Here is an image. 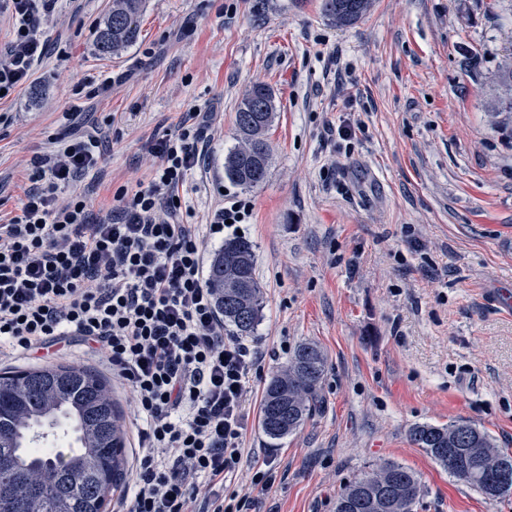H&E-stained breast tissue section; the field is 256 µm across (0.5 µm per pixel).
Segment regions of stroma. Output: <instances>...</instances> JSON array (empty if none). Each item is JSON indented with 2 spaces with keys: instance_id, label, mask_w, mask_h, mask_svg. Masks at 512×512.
I'll list each match as a JSON object with an SVG mask.
<instances>
[{
  "instance_id": "stroma-1",
  "label": "stroma",
  "mask_w": 512,
  "mask_h": 512,
  "mask_svg": "<svg viewBox=\"0 0 512 512\" xmlns=\"http://www.w3.org/2000/svg\"><path fill=\"white\" fill-rule=\"evenodd\" d=\"M319 3L147 0L138 41L104 58L95 39L112 0H59L43 62L0 100V216L20 207L50 135L103 128L87 195L96 213L148 179L151 142L192 109L213 113L206 170L184 193L196 224L223 197L250 201L240 229L205 254L249 240L263 292L236 489L249 492L266 459L275 482L257 512H333L351 480L395 462L421 479L414 512H512V495L488 501L409 440L415 425L466 420L512 453V111L497 80L512 55V0H374L348 28ZM101 75L115 77L110 91L76 99ZM257 82L274 96L271 160L266 182L246 189L224 159ZM306 342L327 357L321 407L269 440L263 391ZM86 360L74 336L0 371Z\"/></svg>"
}]
</instances>
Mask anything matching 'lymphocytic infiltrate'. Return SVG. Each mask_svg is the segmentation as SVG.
Segmentation results:
<instances>
[{
    "label": "lymphocytic infiltrate",
    "mask_w": 512,
    "mask_h": 512,
    "mask_svg": "<svg viewBox=\"0 0 512 512\" xmlns=\"http://www.w3.org/2000/svg\"><path fill=\"white\" fill-rule=\"evenodd\" d=\"M57 0H6L0 92L30 79L46 56L45 27ZM177 134L155 141L147 185L120 190L91 214L83 195L57 193L94 173L99 131L52 137L32 158L33 183L19 213L0 224V356L66 346L82 337L112 382L128 391L138 453L115 512H248L228 489L242 458L255 342L224 333L203 272L204 249L250 211L243 199L192 224L179 188L211 145L213 115L193 110Z\"/></svg>",
    "instance_id": "1"
}]
</instances>
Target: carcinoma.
<instances>
[{"label":"carcinoma","instance_id":"obj_1","mask_svg":"<svg viewBox=\"0 0 512 512\" xmlns=\"http://www.w3.org/2000/svg\"><path fill=\"white\" fill-rule=\"evenodd\" d=\"M372 0H320L322 13L338 27L358 23ZM143 0H112L99 27L96 50L119 53L139 36ZM274 112L271 89L256 83L239 103L236 127L241 143L224 160L233 183L252 188L268 176L270 146L265 137ZM224 322L235 336H249L261 318L262 290L255 276L253 245L244 238L224 242L207 276ZM327 369L314 343L300 345L288 365L269 381L259 427L270 440L299 430L319 406L320 383ZM69 435L75 447L49 452L37 445L49 435ZM409 437L458 481L486 499L512 494L490 483V466L500 460L512 471V453L467 421L419 424ZM126 437L120 412L107 383L94 371L52 365L0 376V512H105L126 467ZM421 493L418 475L387 463L349 482L336 498L334 512H413Z\"/></svg>","mask_w":512,"mask_h":512}]
</instances>
